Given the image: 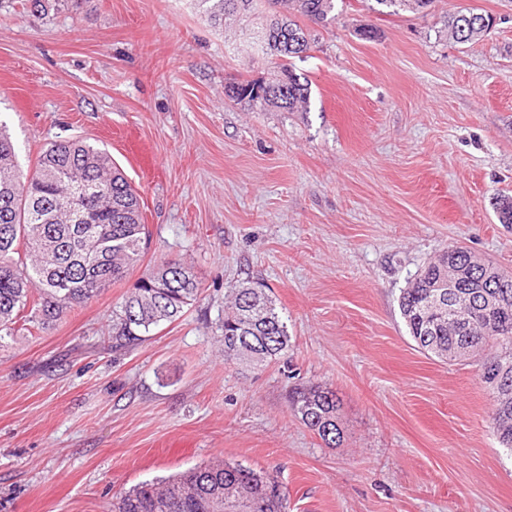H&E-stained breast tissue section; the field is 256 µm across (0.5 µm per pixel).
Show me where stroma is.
Listing matches in <instances>:
<instances>
[{"label":"stroma","instance_id":"1","mask_svg":"<svg viewBox=\"0 0 512 512\" xmlns=\"http://www.w3.org/2000/svg\"><path fill=\"white\" fill-rule=\"evenodd\" d=\"M496 17L456 44L449 13ZM265 0L211 23L198 0H0V123L23 171L76 138L105 148L150 239L120 283L0 346V512H112L132 486L222 460L277 477L288 512H512V452L472 362L408 333L398 297L452 245L512 272V0L425 12L338 0L292 59L304 112L230 100L278 69ZM374 31L365 38L363 29ZM191 267L203 292L135 349L112 311L145 271ZM264 284L290 347L262 367L224 357V302ZM335 391L328 447L288 391Z\"/></svg>","mask_w":512,"mask_h":512}]
</instances>
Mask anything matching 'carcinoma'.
Returning a JSON list of instances; mask_svg holds the SVG:
<instances>
[{
    "label": "carcinoma",
    "instance_id": "cac0c4a2",
    "mask_svg": "<svg viewBox=\"0 0 512 512\" xmlns=\"http://www.w3.org/2000/svg\"><path fill=\"white\" fill-rule=\"evenodd\" d=\"M263 32L266 50L279 63L280 76L267 83L234 82L227 96L284 112H305L310 87L289 63L311 49L302 22L325 27L336 20V0H275ZM253 0H200L214 21L250 10ZM479 14L468 21L448 15V35L468 44L488 31ZM499 223L512 224V196L493 203ZM149 237L141 197L114 165L108 151L64 139L39 158L36 170L23 172L17 149L0 130V345L14 337L20 312L24 322L44 329L69 309L84 304L126 278L143 254ZM24 256L15 257L19 247ZM466 278L436 298V285L450 270ZM37 297H32V291ZM200 286L179 260H166L148 271L112 316V347L131 349L160 326L179 320L196 301ZM399 309L418 347L448 362L473 360L490 391L491 424L502 447L512 451V273H505L472 252L457 247L425 264L399 296ZM261 346L260 362L271 363L288 350L286 323L266 286L246 282L232 289L224 311V354L242 360ZM301 422L326 445L341 441L336 393L320 385L289 394ZM271 489L256 512H286L287 500L277 479L264 471L226 463L190 469L167 481L142 482L112 504V512H225L224 501L240 491Z\"/></svg>",
    "mask_w": 512,
    "mask_h": 512
}]
</instances>
